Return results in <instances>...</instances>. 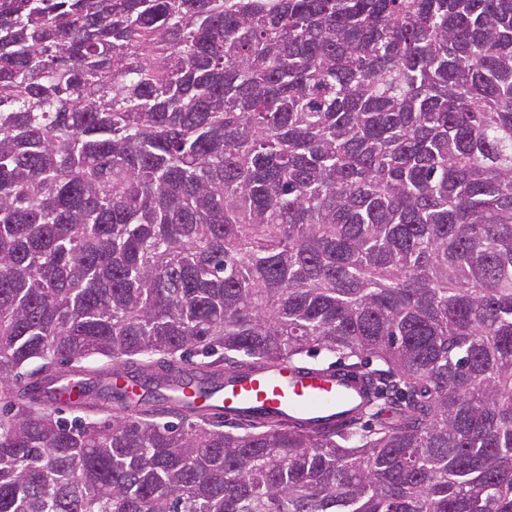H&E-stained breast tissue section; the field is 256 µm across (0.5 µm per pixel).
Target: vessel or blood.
I'll list each match as a JSON object with an SVG mask.
<instances>
[{"mask_svg": "<svg viewBox=\"0 0 512 512\" xmlns=\"http://www.w3.org/2000/svg\"><path fill=\"white\" fill-rule=\"evenodd\" d=\"M361 372L337 368H296L278 365L225 385L221 403L228 416L253 410L280 413L311 429L346 427L371 396Z\"/></svg>", "mask_w": 512, "mask_h": 512, "instance_id": "obj_1", "label": "vessel or blood"}]
</instances>
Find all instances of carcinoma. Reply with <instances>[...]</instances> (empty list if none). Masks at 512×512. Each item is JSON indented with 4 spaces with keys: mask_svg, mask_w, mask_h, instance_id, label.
Instances as JSON below:
<instances>
[{
    "mask_svg": "<svg viewBox=\"0 0 512 512\" xmlns=\"http://www.w3.org/2000/svg\"><path fill=\"white\" fill-rule=\"evenodd\" d=\"M0 512H512V0H0ZM369 379L361 372L335 368L270 367L224 385L220 404L229 417L262 410L312 430L328 425L345 428L371 396ZM316 431V430H315Z\"/></svg>",
    "mask_w": 512,
    "mask_h": 512,
    "instance_id": "obj_1",
    "label": "carcinoma"
}]
</instances>
